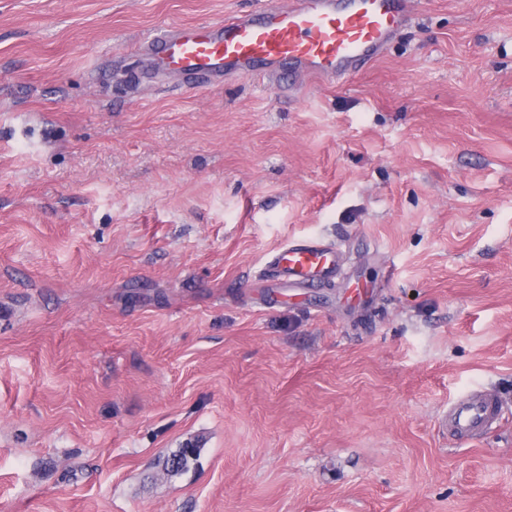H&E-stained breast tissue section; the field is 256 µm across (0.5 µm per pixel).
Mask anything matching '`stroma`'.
<instances>
[{
  "mask_svg": "<svg viewBox=\"0 0 512 512\" xmlns=\"http://www.w3.org/2000/svg\"><path fill=\"white\" fill-rule=\"evenodd\" d=\"M253 7L0 0V512H512V0L304 95L128 84ZM310 237L341 276L272 292ZM469 387L504 419L460 445ZM502 417L498 397L487 389L475 388L448 404L440 424L449 438L466 443L498 427Z\"/></svg>",
  "mask_w": 512,
  "mask_h": 512,
  "instance_id": "35a3bbf8",
  "label": "stroma"
}]
</instances>
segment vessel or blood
Segmentation results:
<instances>
[{"label": "vessel or blood", "mask_w": 512, "mask_h": 512, "mask_svg": "<svg viewBox=\"0 0 512 512\" xmlns=\"http://www.w3.org/2000/svg\"><path fill=\"white\" fill-rule=\"evenodd\" d=\"M419 0H267L258 9L219 23L174 24L147 36L140 48L157 71L191 87L241 75L269 81L294 74L297 90L329 86L360 73L383 56L407 25ZM343 264L340 246L293 240L267 263L273 287L328 284ZM503 408L491 391L475 388L449 403L440 424L466 443L499 426Z\"/></svg>", "instance_id": "vessel-or-blood-1"}]
</instances>
